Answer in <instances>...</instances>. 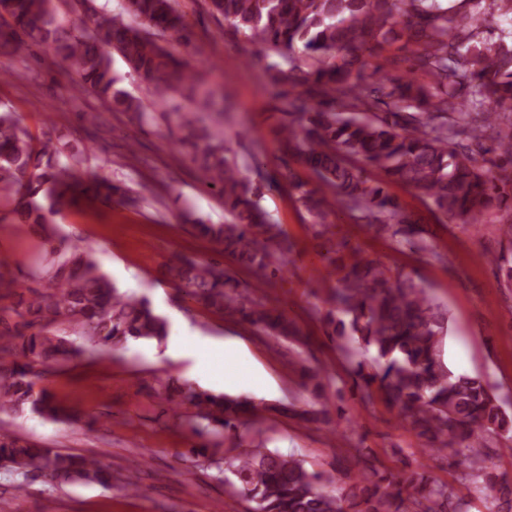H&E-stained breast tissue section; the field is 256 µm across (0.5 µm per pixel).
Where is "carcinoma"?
Returning a JSON list of instances; mask_svg holds the SVG:
<instances>
[{
	"label": "carcinoma",
	"instance_id": "carcinoma-1",
	"mask_svg": "<svg viewBox=\"0 0 512 512\" xmlns=\"http://www.w3.org/2000/svg\"><path fill=\"white\" fill-rule=\"evenodd\" d=\"M92 20L66 27L55 0H0V48L24 54L35 46L60 59L76 77L72 88L90 91L113 110L150 119L140 99L115 88L112 53H117L156 104L176 96L188 102L179 126L200 131L193 162L201 185L224 199L222 224L192 220L195 235L259 276L269 288L284 273L292 243L283 225L261 206V187L243 175L224 141V110L211 89L198 83L184 57L162 42L189 41L185 17L173 0H124L119 14L102 13L85 0H71ZM229 30L286 60L268 67L281 88L287 123L277 131L283 152L315 176L317 184L290 182L316 233L326 232L336 209L368 224L379 235L411 249L433 252L425 228L391 196L386 185L413 190L432 211L463 224H478L496 206L512 244V46L481 35L487 15L512 17V0H470L458 14L440 0H210ZM393 69L421 72L427 82L383 72L376 59L391 46ZM372 69L379 86L361 83ZM383 112L374 111L378 104ZM215 114L213 125L197 128L199 113ZM492 130V147L483 146ZM496 162L486 166L481 152ZM384 175L370 183L365 169ZM43 195L47 204L36 201ZM18 200L19 223L38 226L52 256L45 270L30 273L23 286L32 295L0 307V359L11 358L0 375V414L25 410L41 418L80 419L79 412L39 382L87 351H126L138 342H165L168 318L144 296L117 288L100 269L91 249H79L50 226L54 217L86 201L134 205L137 198L107 176L91 175L74 152L43 144L8 110L0 111V202ZM512 288V251L493 259ZM338 271L331 307L318 312L325 335L350 365L351 390L365 409L395 408L422 441L419 453L450 451L462 478H480L494 512H512V481L486 471L494 435L512 433V415L502 410L479 376L456 374L442 359L448 310L399 270L365 260L354 251L333 260ZM168 275L186 287L203 308L253 327L267 342L308 346V338L258 288H246L218 262L180 257ZM72 331L77 339L67 337ZM302 385L312 398L306 408L215 394L189 384L163 381L175 415L203 443L195 456L208 457L225 484L252 504L251 512H470L454 487L420 467L387 471L375 451L351 449L358 467L347 488L328 490L331 471L316 472L303 460L269 450L236 434L240 423L274 410L303 424L330 422L336 375L300 359ZM187 411H179L181 407ZM226 438L234 460L208 453ZM0 467L27 480L107 485L111 475L92 456L64 453L33 443L0 426Z\"/></svg>",
	"mask_w": 512,
	"mask_h": 512
}]
</instances>
